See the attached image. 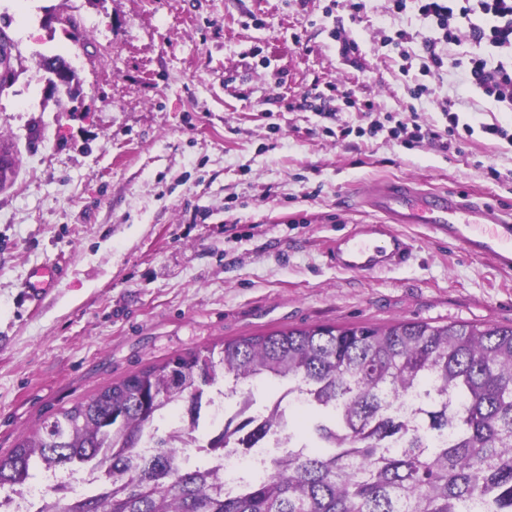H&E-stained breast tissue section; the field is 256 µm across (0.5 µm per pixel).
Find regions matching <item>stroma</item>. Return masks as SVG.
<instances>
[{"label":"stroma","instance_id":"stroma-1","mask_svg":"<svg viewBox=\"0 0 512 512\" xmlns=\"http://www.w3.org/2000/svg\"><path fill=\"white\" fill-rule=\"evenodd\" d=\"M391 0H0L24 70L0 92V143L20 159L0 189V453L64 407L189 350L316 325L462 321L512 326V272L401 226L406 264L353 274L330 238L377 216L351 200L412 180L512 212L509 123L456 70L401 75L383 36L421 30ZM84 32L75 43L72 27ZM354 39L351 58L336 33ZM63 55L80 95H48L43 56ZM434 93L410 101L406 77ZM384 112L441 102L475 132L460 151L360 137L363 114L298 110L329 85ZM495 164L507 181L488 179ZM62 276L29 302L45 263Z\"/></svg>","mask_w":512,"mask_h":512}]
</instances>
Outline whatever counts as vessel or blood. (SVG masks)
Here are the masks:
<instances>
[{
  "instance_id": "vessel-or-blood-1",
  "label": "vessel or blood",
  "mask_w": 512,
  "mask_h": 512,
  "mask_svg": "<svg viewBox=\"0 0 512 512\" xmlns=\"http://www.w3.org/2000/svg\"><path fill=\"white\" fill-rule=\"evenodd\" d=\"M361 204L385 216L382 224H362L356 231L332 240L328 255L337 268L353 273H372L404 264L410 245L396 224H423L433 233L462 244L475 256L492 261L503 271H512V214L491 203L472 201L459 192H420L405 182H385L366 191ZM28 285L29 298L54 283L60 270L48 265L34 272Z\"/></svg>"
}]
</instances>
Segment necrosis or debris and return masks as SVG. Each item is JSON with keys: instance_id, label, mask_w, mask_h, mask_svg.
<instances>
[{"instance_id": "obj_1", "label": "necrosis or debris", "mask_w": 512, "mask_h": 512, "mask_svg": "<svg viewBox=\"0 0 512 512\" xmlns=\"http://www.w3.org/2000/svg\"><path fill=\"white\" fill-rule=\"evenodd\" d=\"M303 398L300 388L284 386L274 398L260 406L254 395L248 394L246 383L230 386L226 395L217 394L208 401L203 416L211 425L209 437L215 438L224 432L232 434V447L206 448L207 437L192 432L189 418L180 416L175 417L168 428L170 443L179 449L183 462L190 465L204 463L226 481L245 469L255 474L262 473L275 449L288 447V426L280 424L265 436L253 438L242 432V424L260 425L267 418L301 407ZM46 476L48 485L31 483L22 494L0 497V512H34L43 499L44 491H51L59 498L75 499L100 483L98 473L89 469L69 474L50 470Z\"/></svg>"}]
</instances>
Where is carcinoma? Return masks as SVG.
Instances as JSON below:
<instances>
[{
  "label": "carcinoma",
  "mask_w": 512,
  "mask_h": 512,
  "mask_svg": "<svg viewBox=\"0 0 512 512\" xmlns=\"http://www.w3.org/2000/svg\"><path fill=\"white\" fill-rule=\"evenodd\" d=\"M7 27L0 47L16 79ZM40 65L52 92L78 95L64 56ZM16 168L0 149V188ZM236 379L304 389L309 422L291 433L288 455L227 492L216 472L181 463L156 421L174 408L196 420L201 401ZM420 392L433 403L428 430L451 429L448 445H423L422 427L398 417L394 401ZM145 440L154 452L130 466ZM39 465L90 468L104 486L38 512H512V326L318 325L178 354L61 409L0 454V494L20 491Z\"/></svg>",
  "instance_id": "1"
}]
</instances>
